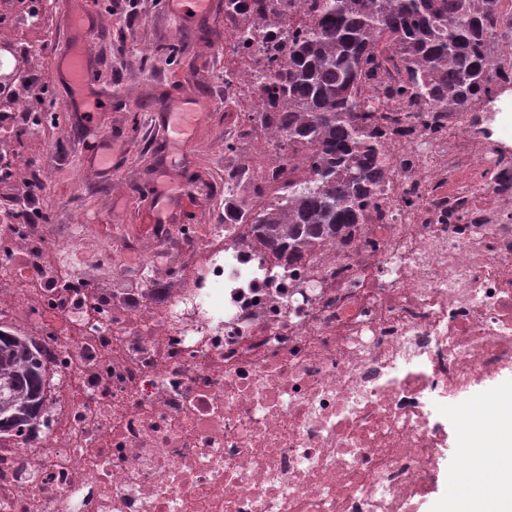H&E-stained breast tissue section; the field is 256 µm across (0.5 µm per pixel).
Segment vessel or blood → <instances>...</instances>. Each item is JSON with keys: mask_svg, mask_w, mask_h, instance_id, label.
I'll list each match as a JSON object with an SVG mask.
<instances>
[{"mask_svg": "<svg viewBox=\"0 0 512 512\" xmlns=\"http://www.w3.org/2000/svg\"><path fill=\"white\" fill-rule=\"evenodd\" d=\"M222 8L221 0H166L167 12L176 18L191 11L198 20L204 21ZM70 22L74 36L56 65V82L64 92L63 104L67 111L81 114L96 112L100 109L103 94L89 76L97 68L98 50L92 40L97 18L85 0H73ZM209 110V105L202 103L201 99L191 98L185 93L177 100H163L154 118L161 123L168 137L189 145ZM114 159L112 141L100 139L87 161L90 175L111 174Z\"/></svg>", "mask_w": 512, "mask_h": 512, "instance_id": "vessel-or-blood-1", "label": "vessel or blood"}]
</instances>
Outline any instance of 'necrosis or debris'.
<instances>
[{
	"label": "necrosis or debris",
	"instance_id": "obj_1",
	"mask_svg": "<svg viewBox=\"0 0 512 512\" xmlns=\"http://www.w3.org/2000/svg\"><path fill=\"white\" fill-rule=\"evenodd\" d=\"M41 4L0 0V41L30 51ZM224 94L225 199L282 207L302 153L262 127L252 67ZM443 123L404 113L364 221L294 265L202 224L175 286L156 253L118 294L33 199L1 209L0 327L46 341L57 390L39 440L0 437V512H414L474 456L449 408L512 374V192L492 183L512 105Z\"/></svg>",
	"mask_w": 512,
	"mask_h": 512
}]
</instances>
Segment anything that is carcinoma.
Returning a JSON list of instances; mask_svg holds the SVG:
<instances>
[{"label":"carcinoma","mask_w":512,"mask_h":512,"mask_svg":"<svg viewBox=\"0 0 512 512\" xmlns=\"http://www.w3.org/2000/svg\"><path fill=\"white\" fill-rule=\"evenodd\" d=\"M313 23L288 28V39L265 40L262 120L306 152L315 178L288 184L286 211L261 210L249 231L276 260L296 263L358 224L382 179L378 146L399 119L361 105L362 87L393 60L377 49L380 36L399 53V77L380 94L404 101L439 126L445 112H470L495 100L512 81V64L491 58L496 40H512V17L498 0H306ZM294 0H224V15L243 18L238 51L261 40L248 20H285ZM48 372L44 346L32 336L0 330V436L40 435Z\"/></svg>","instance_id":"obj_1"}]
</instances>
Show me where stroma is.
<instances>
[{"label":"stroma","instance_id":"obj_1","mask_svg":"<svg viewBox=\"0 0 512 512\" xmlns=\"http://www.w3.org/2000/svg\"><path fill=\"white\" fill-rule=\"evenodd\" d=\"M217 14L201 22L192 16L176 19L163 0H139L134 12L108 5L95 32L98 48L108 58L101 67L104 110L90 123L86 135H76L69 114L46 127L37 139L48 164L43 210L54 226L55 240L80 243L81 228H94L100 239L125 236L140 249L151 238L141 229L144 209L156 184L154 168L166 138L151 115L160 101L183 91L209 99L213 105L194 148L172 154L173 169L189 179L205 172L214 180L216 197H199L196 205L173 209L171 223L220 224L224 221V31ZM182 42L177 61L158 57V47ZM113 139L118 164L110 179L91 178L84 161L97 138Z\"/></svg>","mask_w":512,"mask_h":512}]
</instances>
